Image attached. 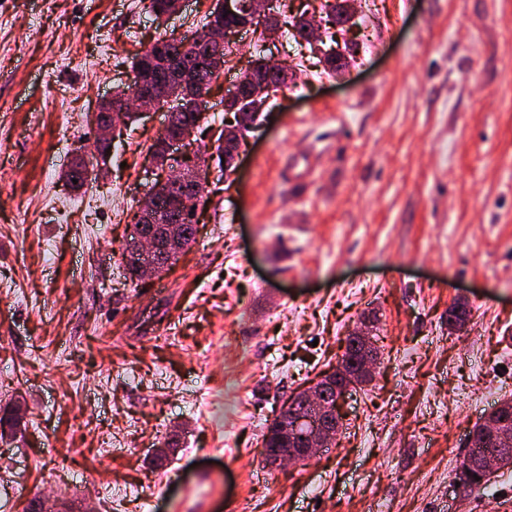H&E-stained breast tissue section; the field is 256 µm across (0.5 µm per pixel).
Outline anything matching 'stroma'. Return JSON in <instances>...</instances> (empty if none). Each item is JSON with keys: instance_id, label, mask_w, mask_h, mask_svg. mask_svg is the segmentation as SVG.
Listing matches in <instances>:
<instances>
[{"instance_id": "stroma-1", "label": "stroma", "mask_w": 512, "mask_h": 512, "mask_svg": "<svg viewBox=\"0 0 512 512\" xmlns=\"http://www.w3.org/2000/svg\"><path fill=\"white\" fill-rule=\"evenodd\" d=\"M212 4L161 24L139 0H0V512H512V466L459 475L512 396V0H358L337 76L292 32L240 31V63L297 80L144 285L120 253L166 114L86 154L104 178L61 174L129 57ZM365 318L377 368L330 452L265 467L283 399Z\"/></svg>"}]
</instances>
